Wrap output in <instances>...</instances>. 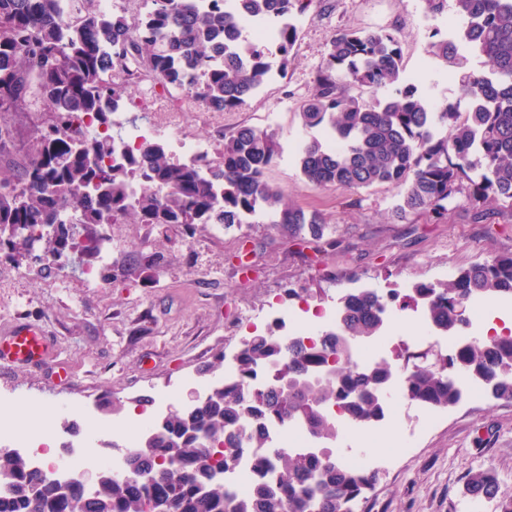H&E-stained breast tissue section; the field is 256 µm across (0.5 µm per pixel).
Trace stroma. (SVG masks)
Wrapping results in <instances>:
<instances>
[{"label": "stroma", "mask_w": 512, "mask_h": 512, "mask_svg": "<svg viewBox=\"0 0 512 512\" xmlns=\"http://www.w3.org/2000/svg\"><path fill=\"white\" fill-rule=\"evenodd\" d=\"M298 41L285 76L278 77L235 112L180 116V133L219 147L238 126L271 127L279 155L268 172L305 210L319 211L333 233L331 244L292 241L262 223L224 228L199 225L194 237L181 226L107 224L105 260L95 280L72 264L63 278L38 274L28 260L0 259V332L17 321L42 326L54 345V362L68 371L59 383L50 369L0 368V407L21 410L40 404L49 424L33 430L69 429L84 423L80 406H100L110 396L111 420L156 411L160 389L187 401V379L203 378L217 357L230 356L244 336L273 329L290 334L288 312L338 301L357 288L408 295L419 283L446 281L476 261L512 253V214L485 205L477 222L465 199L446 219H398L396 189L375 185L356 192L308 183L296 160V144L309 140L297 115L314 91L331 38L343 30L384 29L402 50L404 75L420 92L455 100L459 74L430 52L433 31H447L446 15L425 14L424 0H308L296 13ZM151 96L129 88L113 128L153 124L157 140L172 144L167 119L150 108ZM155 258L145 272L133 271L139 254ZM417 445L367 490L360 512H471L463 495L469 469L497 471L499 495L512 497V402L481 392L451 409L435 412Z\"/></svg>", "instance_id": "35a3bbf8"}]
</instances>
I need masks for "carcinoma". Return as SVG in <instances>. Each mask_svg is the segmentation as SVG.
Segmentation results:
<instances>
[{"label":"carcinoma","instance_id":"obj_1","mask_svg":"<svg viewBox=\"0 0 512 512\" xmlns=\"http://www.w3.org/2000/svg\"><path fill=\"white\" fill-rule=\"evenodd\" d=\"M71 0H0V157L13 145L14 104L48 113L56 123L34 125L19 160L0 175V225L14 230L0 251L18 260L39 251L56 261L77 254L87 267L98 260L104 224H178L194 234L199 224L241 225L262 214L280 235L331 244L317 211H307L270 185L266 172L278 155L275 130L243 125L224 137L217 156L175 161L164 144L122 148L113 135L86 132L74 120L95 114L110 128L124 107L127 85L108 83L109 70H145L163 88L185 92L216 112H234L292 61L302 0H152L143 16L87 10L63 28ZM454 22L431 44L433 55L464 70L460 97L438 102L402 80L396 38L386 30L339 32L315 78L314 93L297 114L323 139L301 145L298 165L310 184L357 191L386 184L398 190L399 218L442 219L463 195L475 218L488 200L512 212V0H452ZM482 68H467V55ZM381 89L389 94L375 96ZM373 97L366 99L363 92ZM447 134L441 136L437 128ZM81 210L79 230L55 238L43 224H63L70 206ZM428 328L455 336L469 326L467 304L512 297V254L462 269L448 282L412 289ZM398 299L375 290L340 298L335 327L306 344L269 330L245 339L237 378L216 382L197 403L170 412L128 452L127 465L146 478L133 496L122 474L103 472L98 496L78 489L60 496L16 452L0 454L9 478L0 512H145L156 496L171 512H354L377 472L352 467L330 453L271 448L268 426L300 423L319 444L338 427L326 413L337 406L359 429L376 425L394 379L402 397L429 409L461 399L459 382L478 380L497 400L512 402V335L469 340L437 360L414 348L358 366L355 344L387 328L386 309ZM265 368L264 384L253 378ZM250 455L251 487L240 495L213 479L237 470ZM463 493L474 504L494 500L491 470H471Z\"/></svg>","mask_w":512,"mask_h":512}]
</instances>
